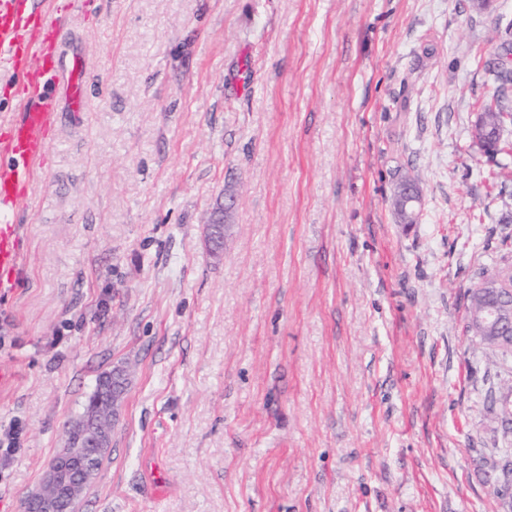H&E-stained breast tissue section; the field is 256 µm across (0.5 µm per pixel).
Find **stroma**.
<instances>
[{
  "label": "stroma",
  "mask_w": 512,
  "mask_h": 512,
  "mask_svg": "<svg viewBox=\"0 0 512 512\" xmlns=\"http://www.w3.org/2000/svg\"><path fill=\"white\" fill-rule=\"evenodd\" d=\"M51 21L85 109L14 216L0 512L118 365L79 512H512V361L462 333L479 273L512 264V158L472 139L512 0H94ZM406 172L414 224L390 207ZM235 198L229 197L224 204H218L211 212L205 225L207 242L211 251L218 254L222 251L224 237L231 224H227V214L234 208Z\"/></svg>",
  "instance_id": "1"
}]
</instances>
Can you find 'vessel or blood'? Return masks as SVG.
I'll use <instances>...</instances> for the list:
<instances>
[{
  "mask_svg": "<svg viewBox=\"0 0 512 512\" xmlns=\"http://www.w3.org/2000/svg\"><path fill=\"white\" fill-rule=\"evenodd\" d=\"M53 0H0V73L32 88L38 107L19 100L20 119L0 121V288L21 263L20 227L11 215L29 197L37 168L54 130L60 101L82 109V70L64 69L58 35L48 19Z\"/></svg>",
  "mask_w": 512,
  "mask_h": 512,
  "instance_id": "1",
  "label": "vessel or blood"
}]
</instances>
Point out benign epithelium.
<instances>
[{"label":"benign epithelium","mask_w":512,"mask_h":512,"mask_svg":"<svg viewBox=\"0 0 512 512\" xmlns=\"http://www.w3.org/2000/svg\"><path fill=\"white\" fill-rule=\"evenodd\" d=\"M503 131L476 140L489 155L499 153ZM396 195L405 206L416 209L420 203L417 187L398 186ZM235 198L217 205L205 225L207 242L215 254L222 251L229 224L227 214L234 208ZM474 320L488 334V339L502 347L512 348V302L488 300L474 313ZM112 418L105 404L98 406L93 417L76 429L79 439L67 440V447L49 464L39 484L27 495L25 505L37 506L39 512H78L83 491L93 485L99 475L97 459L111 448Z\"/></svg>","instance_id":"obj_1"}]
</instances>
